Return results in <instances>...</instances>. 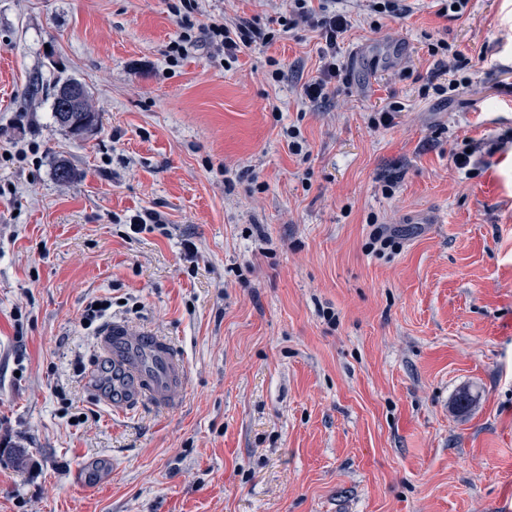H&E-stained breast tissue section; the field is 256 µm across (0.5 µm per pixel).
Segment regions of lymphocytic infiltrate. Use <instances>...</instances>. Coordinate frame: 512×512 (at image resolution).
Returning <instances> with one entry per match:
<instances>
[{
  "mask_svg": "<svg viewBox=\"0 0 512 512\" xmlns=\"http://www.w3.org/2000/svg\"><path fill=\"white\" fill-rule=\"evenodd\" d=\"M181 17L182 31L167 50L169 65H177L197 46L198 35H205L212 47L213 58L233 60L244 49L276 38L297 36L299 31L317 32L323 41L320 48L321 69L316 79L301 88L302 99L325 100L337 86L350 81L348 69L340 58L339 41L350 26L347 12L337 10L336 0H289L287 15L279 16L276 26L261 23L259 18L226 19L222 15L204 16L201 0H180L175 8ZM428 52L434 58V70L421 85L422 97H452L459 88L472 85L475 71L469 59L448 41L430 43Z\"/></svg>",
  "mask_w": 512,
  "mask_h": 512,
  "instance_id": "f902f5d3",
  "label": "lymphocytic infiltrate"
}]
</instances>
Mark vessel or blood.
Segmentation results:
<instances>
[{
    "label": "vessel or blood",
    "instance_id": "1",
    "mask_svg": "<svg viewBox=\"0 0 512 512\" xmlns=\"http://www.w3.org/2000/svg\"><path fill=\"white\" fill-rule=\"evenodd\" d=\"M96 347L110 369L99 394L113 412L121 414L145 402L165 409L183 397L186 364L168 339L149 330L132 332L115 320L99 331Z\"/></svg>",
    "mask_w": 512,
    "mask_h": 512
}]
</instances>
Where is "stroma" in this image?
I'll return each instance as SVG.
<instances>
[{
	"label": "stroma",
	"instance_id": "obj_1",
	"mask_svg": "<svg viewBox=\"0 0 512 512\" xmlns=\"http://www.w3.org/2000/svg\"><path fill=\"white\" fill-rule=\"evenodd\" d=\"M175 2L0 0V512H512V0L377 30L337 0L351 84L322 104L314 32L168 67ZM440 38L477 69L449 101L419 94ZM68 79L101 114L81 137L52 114ZM144 211L163 228L128 236ZM373 216L399 251L368 250ZM105 297L182 351L178 406L99 400Z\"/></svg>",
	"mask_w": 512,
	"mask_h": 512
}]
</instances>
